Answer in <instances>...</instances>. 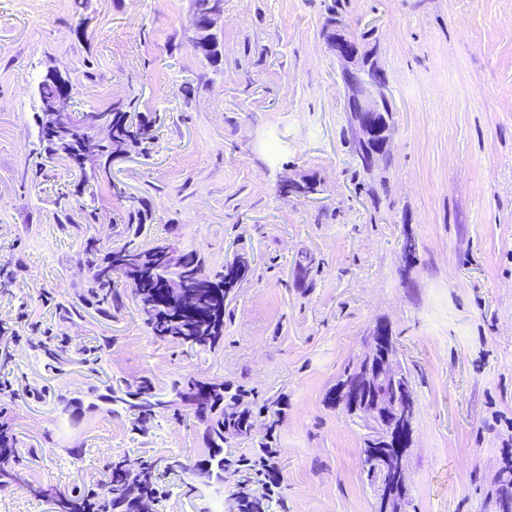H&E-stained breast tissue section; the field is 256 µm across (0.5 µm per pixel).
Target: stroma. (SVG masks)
<instances>
[{
    "mask_svg": "<svg viewBox=\"0 0 512 512\" xmlns=\"http://www.w3.org/2000/svg\"><path fill=\"white\" fill-rule=\"evenodd\" d=\"M328 2L224 0L213 66L193 51L194 0H84L79 11L0 0V377L18 393L0 416L22 451L5 464L15 482L0 512H51L57 495L104 487L118 460L203 463L192 422L160 418L142 433L88 393L144 377L163 393L188 376L285 402L279 421L254 417L282 477L265 512H374L364 432L328 394L380 324L417 401L404 512L512 502V0H340L347 31H371L389 78L393 138L368 173L345 145L341 68L321 35ZM51 72L72 85L74 111L122 101L157 118L147 150L77 204L66 195L79 170L57 160L32 173ZM304 175L317 195L279 192ZM117 187L148 201L144 246L175 237L212 267L251 260L215 352L154 339L131 303L62 319L87 288L81 241H120ZM102 336L103 351L77 354ZM156 477V512H234L248 474L212 486Z\"/></svg>",
    "mask_w": 512,
    "mask_h": 512,
    "instance_id": "35a3bbf8",
    "label": "stroma"
}]
</instances>
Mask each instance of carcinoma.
Masks as SVG:
<instances>
[{
	"instance_id": "cac0c4a2",
	"label": "carcinoma",
	"mask_w": 512,
	"mask_h": 512,
	"mask_svg": "<svg viewBox=\"0 0 512 512\" xmlns=\"http://www.w3.org/2000/svg\"><path fill=\"white\" fill-rule=\"evenodd\" d=\"M81 124L70 122L55 127L39 125L43 152L59 156L70 165L83 170L88 156L81 154L79 144L89 132L105 122L111 129L110 140L98 153L99 170L110 175L104 158L113 154L125 156L154 138L156 120L151 115H131L127 105L116 102L111 108L97 112L78 113ZM114 195L124 202L127 224L124 225L123 243L101 249L100 239L90 237L83 245V256L90 273L89 285L84 294L85 303L104 306L107 313L118 312L124 301L114 291V276L123 279L135 301L144 324L151 334L187 345L198 352L216 350L224 342V318L229 315V303L234 290L249 280L254 270L247 259L236 257L230 262L209 268L194 250L182 252L181 262L175 266L163 260L166 249L179 245V241L157 243L146 247L138 242L147 222L146 202L142 197L126 196L116 187ZM180 280L185 292L192 298L186 306L183 295H169L162 282ZM251 391L243 386L236 388L205 379L189 377L175 381L161 395L152 383L142 379L136 383L123 382L109 389L106 400L112 405L111 413H126L132 426L141 432L155 419L171 417L180 419L188 414L202 430L208 459L196 468L206 474V484L223 483L227 460L224 446L237 440L252 437L255 402L247 395ZM259 410H269L263 404ZM112 495L101 502L100 512H138L139 500L132 498L134 484L152 480V467L137 471L125 468L124 462L112 463Z\"/></svg>"
}]
</instances>
